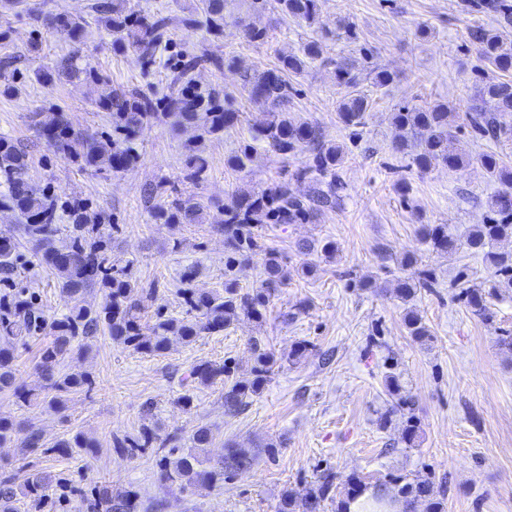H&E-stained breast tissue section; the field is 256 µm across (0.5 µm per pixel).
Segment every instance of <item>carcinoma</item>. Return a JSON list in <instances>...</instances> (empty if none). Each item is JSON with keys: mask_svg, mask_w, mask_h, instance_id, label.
<instances>
[{"mask_svg": "<svg viewBox=\"0 0 512 512\" xmlns=\"http://www.w3.org/2000/svg\"><path fill=\"white\" fill-rule=\"evenodd\" d=\"M232 2L234 0H203V22L211 34H224L228 19L233 17V12L226 11ZM270 2L282 13L309 27L319 23L318 0H250L249 8L260 10ZM94 9L101 14L105 28L115 35L114 45L125 51L133 50L146 62L154 58L166 34L168 18L138 16L124 3H97ZM463 9L492 14L499 22L497 27L473 25L467 29L468 39L475 46L480 61L498 77L476 82L465 112L466 120L476 134L496 143L509 144L512 124L504 123L502 116L512 112V39L503 29L512 25V0H463ZM43 22L71 40L77 39L81 31L80 22L69 17L46 16ZM235 23L253 40L265 36L263 31L247 24L242 16L236 17ZM321 54L320 44L311 41L302 56H284L277 66L246 84L249 100L269 113V119L255 139L284 158L308 152L307 161L294 170L293 178L309 182L310 190L305 196H297L288 182L283 181L236 195L232 205L224 208L223 224L218 227L224 234V294L197 291L190 287L193 272L185 273L179 292L192 313L190 317L178 319L159 312L155 320H144L141 312L145 302L156 297L157 289L143 288L138 292L137 283L126 269L108 265V237L99 228L88 227L82 209H70L72 224L68 242L57 246V212L66 205L24 180L26 154L11 139L0 136V176L9 184V195L3 205L17 211L24 219L21 232L32 244L39 264L56 275L60 294L67 305L65 314L51 318L36 305L33 294L25 288L0 296L1 391L18 392V397L28 405L46 402L51 408H61L68 394L88 383L83 374L62 373L63 359L71 352L74 342L95 335L102 327L113 340L138 353L155 355L167 350L174 338L193 342L204 334L223 331L241 315L263 319L271 295L288 278L281 257L265 244L261 233L263 225L309 223L322 212L338 208L343 201L344 185L338 175L343 148L324 142L314 123L296 121L283 111L288 103L289 76L303 73L307 63L320 58ZM192 70L193 65H183L173 77L171 95L155 102L137 89L116 90L95 71L81 68L67 58L57 67V75L69 80L90 81L97 86L99 104L110 112L116 138L103 140L92 134L76 133L61 112L42 114L38 124L56 150L73 156L96 172H118L135 161L131 143L144 125L160 119L162 113L157 111L160 106L176 112L181 124H198L208 135H218L237 122V112L221 103L215 93L205 92L195 85ZM336 82L345 90L337 106L338 118L344 126L354 129L353 135L359 138L368 124L371 101L360 90V76L355 66L336 64ZM458 118V113L445 104L417 107L405 102L390 116L396 130L393 150L408 158V166L419 172L429 170L435 161L450 171L477 166L498 184L487 201L483 223L474 225L462 236L449 233L442 224H428L422 229V235L438 254H455L466 249L482 255L492 269L493 291L512 290V253L496 251L501 241L512 239V167L493 151L475 157L460 152L456 147ZM151 217L163 224H198L203 219V209L195 198L184 196L174 187L166 199L153 207ZM17 248L15 240L0 238V274L6 279L17 268ZM259 252L265 255L266 278L261 287L242 293L236 285L234 271L242 261ZM95 286L104 294L99 304L85 299L87 289ZM427 287L429 275L422 272L417 277L398 278L396 292L400 298L410 300L418 289ZM462 294L474 315L485 322L493 319L483 288L469 286L462 289ZM405 324L414 338L428 337L426 327L415 312L407 313ZM44 333L52 335V341L40 354L43 392H19L14 387L15 350ZM260 344V340H253L252 346L257 352L253 378L224 384V412L229 415L239 413L247 405V399L261 390L276 363L274 355L261 349ZM227 375L226 365L210 361L193 366L189 373L191 381L204 386L222 381ZM213 440L214 435L206 426L197 427L186 444L176 433L167 435L160 442L161 455L157 459L160 479L177 483L190 492L199 487L215 488L224 483V475L250 467L255 459L244 448H227L224 457L215 461L207 451ZM23 447L29 452L40 449L44 453L64 455L70 448H89L91 444L76 435L46 448L41 434L33 429ZM335 479L332 474L318 477L301 497L284 493L277 512H321ZM56 485L55 476L45 471L31 470L20 483L15 476L6 475L0 479V512H17L15 502L20 496L28 498L38 510L60 508L61 500L54 496ZM398 493L412 509L424 502L426 512H442L443 505L437 499L434 483L428 479L406 482ZM91 494L93 500L87 504L88 512H138L140 508L136 493L129 490L118 491L104 484L94 487Z\"/></svg>", "mask_w": 512, "mask_h": 512, "instance_id": "1", "label": "carcinoma"}]
</instances>
